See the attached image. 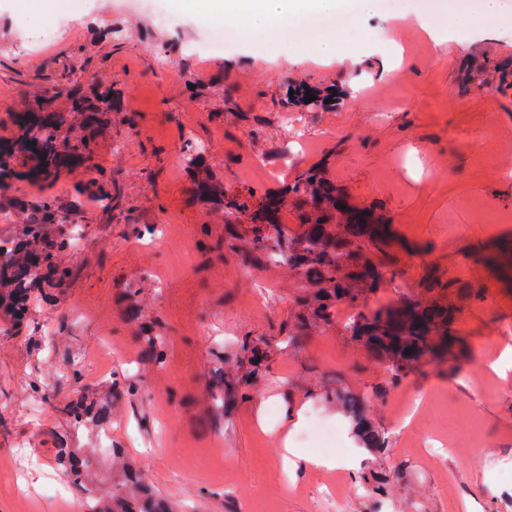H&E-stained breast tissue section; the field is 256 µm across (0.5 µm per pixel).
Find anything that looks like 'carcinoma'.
Wrapping results in <instances>:
<instances>
[{
	"mask_svg": "<svg viewBox=\"0 0 512 512\" xmlns=\"http://www.w3.org/2000/svg\"><path fill=\"white\" fill-rule=\"evenodd\" d=\"M108 109L106 100L93 102L73 90L60 89L28 101V112L19 117V125L20 154L31 162L29 177L54 178L74 157L93 161L91 138L84 135L70 139L63 135V126L69 112L85 113L87 119L95 121L97 114ZM18 177L14 152L1 149L0 184ZM286 192L295 195L301 233L290 237L279 231L273 223L278 200L271 199L257 215L262 232L253 240L252 249L287 259L288 267L307 289L301 299L305 308L301 326L316 330L331 323L338 303L360 309L344 325V333L386 366L393 383L431 359L449 353L456 361L464 355L466 340L454 328L459 309L449 299L455 288L452 282L430 276L420 285L418 295L404 296L392 307L367 306L369 296L385 285L386 274L375 257L388 245L387 225L345 213L336 197V188L316 169L300 172ZM194 193L198 199L220 204L228 210L240 207L237 199L224 193V185L210 177L197 179ZM68 223L70 211L58 200L45 198L33 208L25 227L26 236L39 246L35 249L0 246V281L8 285L3 300L17 319L29 314L33 297L42 289L67 286L71 270L60 265L57 256L72 247V239L63 231L56 236L47 234V226ZM144 340L155 363H163L165 338L148 328ZM408 348L413 353L405 354ZM335 396L347 409L365 447L382 452L385 440L369 419L364 403L340 389ZM55 410L64 422L75 427L86 423L104 427L110 422L106 402H88L83 395L56 405ZM56 460L67 477L84 483L89 512H171L148 498L137 494L127 497L122 493L127 486L146 485L140 471L113 472L111 502L104 504L97 497V473L92 459L80 455L77 448L63 445L57 449ZM362 487L371 495H379L387 492V480L371 468L363 477Z\"/></svg>",
	"mask_w": 512,
	"mask_h": 512,
	"instance_id": "1",
	"label": "carcinoma"
}]
</instances>
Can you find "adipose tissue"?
<instances>
[{
  "label": "adipose tissue",
  "mask_w": 512,
  "mask_h": 512,
  "mask_svg": "<svg viewBox=\"0 0 512 512\" xmlns=\"http://www.w3.org/2000/svg\"><path fill=\"white\" fill-rule=\"evenodd\" d=\"M181 4L202 17L229 19L237 23L245 40L268 36L294 22L314 32L312 42L324 60L338 55L339 34L316 30L323 17L340 13L347 0H180ZM499 0H478L477 7L450 0L448 16L453 29H470L493 23L499 16Z\"/></svg>",
  "instance_id": "ef3b65f1"
}]
</instances>
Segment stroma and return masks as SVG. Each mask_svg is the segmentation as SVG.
<instances>
[{
    "label": "stroma",
    "mask_w": 512,
    "mask_h": 512,
    "mask_svg": "<svg viewBox=\"0 0 512 512\" xmlns=\"http://www.w3.org/2000/svg\"><path fill=\"white\" fill-rule=\"evenodd\" d=\"M425 0H384L356 18L338 60L299 50L294 35L253 44L229 35L209 46V23L177 0H62L53 40L23 0H0V137H16L28 97L73 83L111 107L92 132L95 171L0 187V240L23 235L10 199L53 196L73 213L79 243L59 255L68 287L46 290L29 320L0 317V512H61L48 498L64 477L52 404L115 378L136 395L112 398L109 426L72 432L80 448H119L176 512H512V379L492 370L512 346V274L488 259L512 241V0L493 33L475 28L435 43L412 24ZM175 24L160 26L157 11ZM331 92L332 107L295 92ZM485 132L477 148L456 136ZM298 146L297 167L281 168ZM202 148L207 170L244 209L192 194L187 163ZM321 168L351 212L390 223L378 261L395 278L372 296L389 306L429 274L467 289L457 328L468 356L449 369L423 365L399 383L338 329L306 331L305 290L267 254L249 249L253 214L298 170ZM104 179L119 195L87 190ZM168 343L163 365L144 354L145 325ZM271 361L229 404L220 379L245 369L247 347ZM127 350L111 364L106 347ZM81 380H73V369ZM359 396L387 445L392 491L381 502L328 493L342 469L291 475L281 440L286 408L337 424L358 447L330 395Z\"/></svg>",
    "instance_id": "1"
}]
</instances>
